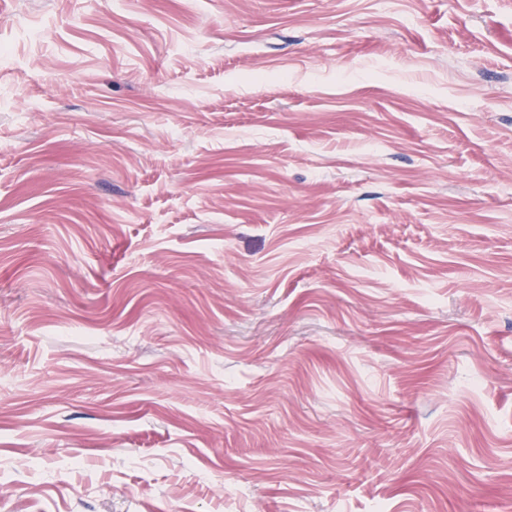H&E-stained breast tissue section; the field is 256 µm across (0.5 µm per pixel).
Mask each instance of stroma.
<instances>
[{
    "mask_svg": "<svg viewBox=\"0 0 512 512\" xmlns=\"http://www.w3.org/2000/svg\"><path fill=\"white\" fill-rule=\"evenodd\" d=\"M0 47V512H512V0Z\"/></svg>",
    "mask_w": 512,
    "mask_h": 512,
    "instance_id": "stroma-1",
    "label": "stroma"
}]
</instances>
